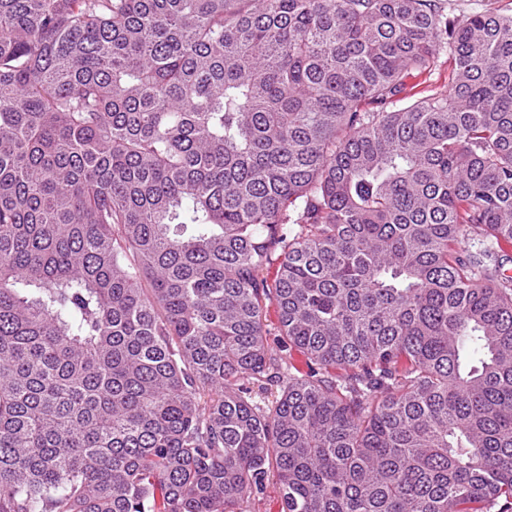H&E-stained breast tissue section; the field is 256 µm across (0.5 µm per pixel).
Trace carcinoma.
<instances>
[{"label": "carcinoma", "instance_id": "1", "mask_svg": "<svg viewBox=\"0 0 512 512\" xmlns=\"http://www.w3.org/2000/svg\"><path fill=\"white\" fill-rule=\"evenodd\" d=\"M503 240L512 13L0 0V512L512 510ZM420 84V87L428 86L429 89H448V53L441 52L432 71L421 76H416L409 81L408 89Z\"/></svg>", "mask_w": 512, "mask_h": 512}]
</instances>
